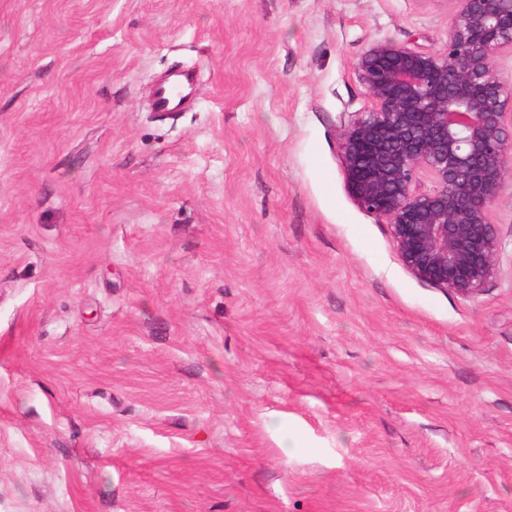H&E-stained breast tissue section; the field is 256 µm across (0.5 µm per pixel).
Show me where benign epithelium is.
I'll return each mask as SVG.
<instances>
[{
  "label": "benign epithelium",
  "mask_w": 512,
  "mask_h": 512,
  "mask_svg": "<svg viewBox=\"0 0 512 512\" xmlns=\"http://www.w3.org/2000/svg\"><path fill=\"white\" fill-rule=\"evenodd\" d=\"M505 48L512 0H458L441 50L372 42L355 75L373 108L340 132L354 204L386 219L412 276L466 298L503 249L488 211L512 176V83L492 65Z\"/></svg>",
  "instance_id": "7a95c632"
}]
</instances>
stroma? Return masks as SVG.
<instances>
[{"mask_svg":"<svg viewBox=\"0 0 512 512\" xmlns=\"http://www.w3.org/2000/svg\"><path fill=\"white\" fill-rule=\"evenodd\" d=\"M455 8L0 0V512H512V179L464 298L339 151ZM194 76L190 72H175L158 83L153 94L156 112H177L191 94Z\"/></svg>","mask_w":512,"mask_h":512,"instance_id":"obj_1","label":"stroma"}]
</instances>
